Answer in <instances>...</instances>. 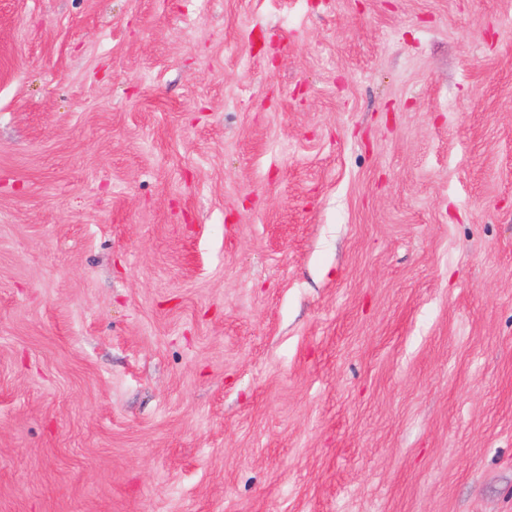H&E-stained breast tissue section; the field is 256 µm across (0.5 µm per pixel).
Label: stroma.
I'll list each match as a JSON object with an SVG mask.
<instances>
[{
	"instance_id": "stroma-1",
	"label": "stroma",
	"mask_w": 512,
	"mask_h": 512,
	"mask_svg": "<svg viewBox=\"0 0 512 512\" xmlns=\"http://www.w3.org/2000/svg\"><path fill=\"white\" fill-rule=\"evenodd\" d=\"M0 512H512V0H0Z\"/></svg>"
}]
</instances>
